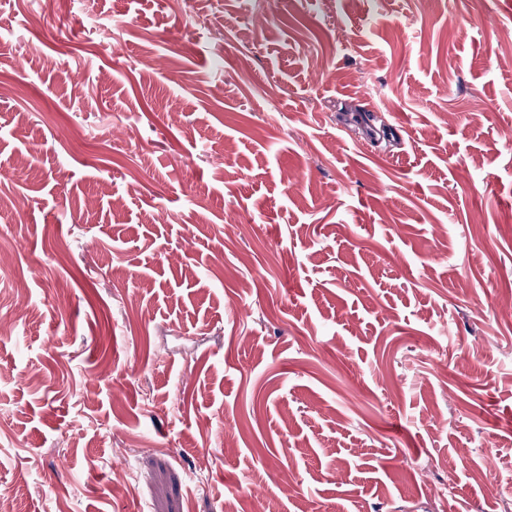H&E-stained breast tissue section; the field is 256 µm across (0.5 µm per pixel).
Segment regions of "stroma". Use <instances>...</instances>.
I'll use <instances>...</instances> for the list:
<instances>
[{"label":"stroma","mask_w":512,"mask_h":512,"mask_svg":"<svg viewBox=\"0 0 512 512\" xmlns=\"http://www.w3.org/2000/svg\"><path fill=\"white\" fill-rule=\"evenodd\" d=\"M47 2L0 0L15 512H512V0Z\"/></svg>","instance_id":"35a3bbf8"}]
</instances>
